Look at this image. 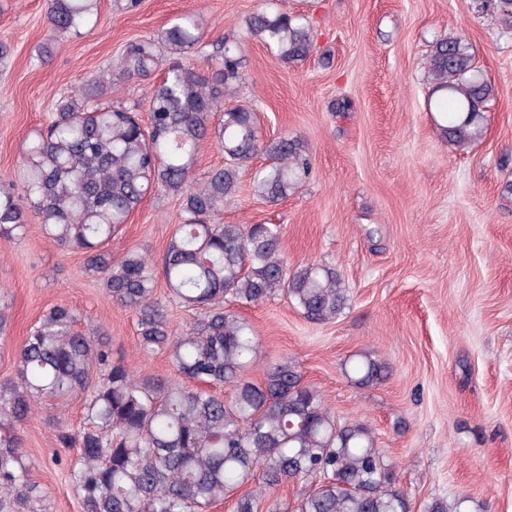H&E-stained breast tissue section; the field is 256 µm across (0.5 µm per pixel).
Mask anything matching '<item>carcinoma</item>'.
<instances>
[{"label":"carcinoma","instance_id":"obj_1","mask_svg":"<svg viewBox=\"0 0 512 512\" xmlns=\"http://www.w3.org/2000/svg\"><path fill=\"white\" fill-rule=\"evenodd\" d=\"M99 3L47 0L52 33L92 30ZM247 27L283 63L314 50L310 28L297 15L262 11ZM204 46L207 71L182 62ZM162 64L163 76L147 97L148 126L140 124L136 107L101 101L112 77L148 78ZM242 67L239 40L220 36L205 44L198 20L184 15L158 37L128 44L115 64L60 97L52 120L36 131L17 182L47 238L84 253L86 270L101 276L112 301L137 314L143 351L169 350L179 374L199 387L136 376L112 360L97 330H76L72 310L54 307L20 347L17 380L0 385V512H39L43 498L13 425L35 405L75 394L85 396V425L73 432L59 424L57 442L73 451L69 482L81 512H207L229 499L233 512H259L263 494L296 481L305 488L283 512H411L371 427L337 423L295 363L271 366L260 383L247 377L258 340L224 302L258 305L282 296L308 321L324 323L343 313L349 294L328 265L288 270L275 227L217 220L224 201L238 192L241 172L258 156L265 166L253 189L266 204L288 198L312 173L300 139L267 141L252 108L226 104L238 94ZM427 72L445 139L459 148L481 139L493 88L468 44L458 37L436 41ZM206 138L224 153V165L191 188ZM162 189L180 196L182 218L162 258L137 250L112 258L104 245L149 191ZM24 227L14 186L0 187V242ZM159 276L172 298L202 310L184 333L175 332L152 301ZM387 374L385 363L367 355L347 368L360 386ZM224 385L228 396L212 391ZM252 482L257 489L240 492ZM424 512H469L468 499L434 498Z\"/></svg>","mask_w":512,"mask_h":512}]
</instances>
